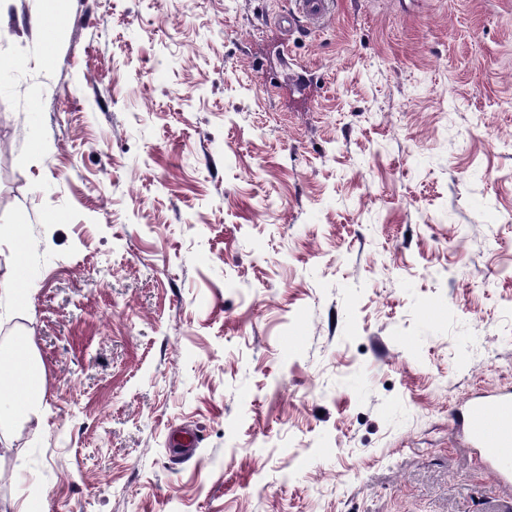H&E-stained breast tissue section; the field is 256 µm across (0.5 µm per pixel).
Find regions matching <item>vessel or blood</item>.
<instances>
[{
    "label": "vessel or blood",
    "instance_id": "1",
    "mask_svg": "<svg viewBox=\"0 0 512 512\" xmlns=\"http://www.w3.org/2000/svg\"><path fill=\"white\" fill-rule=\"evenodd\" d=\"M295 10L283 18L284 27L304 22L323 28L336 12V0H293ZM456 422L468 447L474 448L499 483L512 487V391L475 395L457 412Z\"/></svg>",
    "mask_w": 512,
    "mask_h": 512
}]
</instances>
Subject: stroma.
Here are the masks:
<instances>
[{
  "label": "stroma",
  "instance_id": "35a3bbf8",
  "mask_svg": "<svg viewBox=\"0 0 512 512\" xmlns=\"http://www.w3.org/2000/svg\"><path fill=\"white\" fill-rule=\"evenodd\" d=\"M291 6L0 11V512H512L452 429L512 390V0ZM295 10L283 17L284 29L288 31L296 22L303 20L308 29L323 28L336 12L335 0H293ZM0 430L16 422L41 424L43 420V370L36 360L31 334H22L0 349Z\"/></svg>",
  "mask_w": 512,
  "mask_h": 512
}]
</instances>
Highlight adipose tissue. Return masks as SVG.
<instances>
[{"label": "adipose tissue", "mask_w": 512, "mask_h": 512, "mask_svg": "<svg viewBox=\"0 0 512 512\" xmlns=\"http://www.w3.org/2000/svg\"><path fill=\"white\" fill-rule=\"evenodd\" d=\"M43 370L36 360L31 335L19 336L0 349V428L43 420Z\"/></svg>", "instance_id": "obj_1"}]
</instances>
